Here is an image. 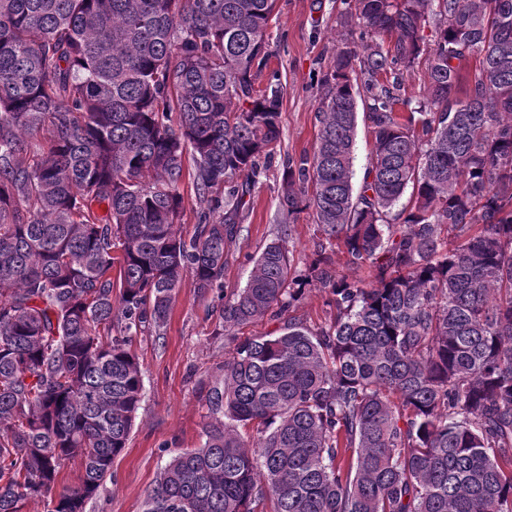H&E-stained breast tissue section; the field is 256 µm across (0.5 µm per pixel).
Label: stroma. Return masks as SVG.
<instances>
[{"label":"stroma","mask_w":512,"mask_h":512,"mask_svg":"<svg viewBox=\"0 0 512 512\" xmlns=\"http://www.w3.org/2000/svg\"><path fill=\"white\" fill-rule=\"evenodd\" d=\"M340 0H277L267 39L269 68L279 70L283 85L281 142L265 161L251 191L241 232L228 248L224 290L243 287L252 257L280 232L283 159L312 152L318 131L316 111L320 78L330 71L343 30L337 23ZM321 235L311 214H301L291 227L293 274L305 272L316 258ZM278 321L263 318L222 333V321L209 299L200 297L193 277H185L172 302L163 336L144 330L133 336L131 349L142 372L144 399L128 444L112 463L86 512H142L147 491L171 456L203 442L209 420L206 387L221 374L236 341L275 331Z\"/></svg>","instance_id":"stroma-1"}]
</instances>
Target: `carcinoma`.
<instances>
[{"mask_svg":"<svg viewBox=\"0 0 512 512\" xmlns=\"http://www.w3.org/2000/svg\"><path fill=\"white\" fill-rule=\"evenodd\" d=\"M342 4L316 146L284 159L281 234L227 296L280 139L278 72L259 86L275 0H0V512H85L142 400L131 337L161 334L187 273L229 335L284 321L237 344L202 446L143 512H512V0ZM307 210L352 277L322 245L289 278ZM313 282L335 310L316 331L288 315ZM76 457L82 484L58 488ZM425 85V55L413 70L404 74V89L406 96L421 97ZM359 122H358V131L356 137V145L354 151V164H353V186L355 190H358L364 173V168L367 164L368 158L370 156L372 140L367 132V126L364 123L363 111H359ZM181 193L183 195V210L180 218L179 230L185 238L192 236L198 222V215L204 204L201 203L198 192L191 178H185Z\"/></svg>","mask_w":512,"mask_h":512,"instance_id":"cac0c4a2","label":"carcinoma"}]
</instances>
